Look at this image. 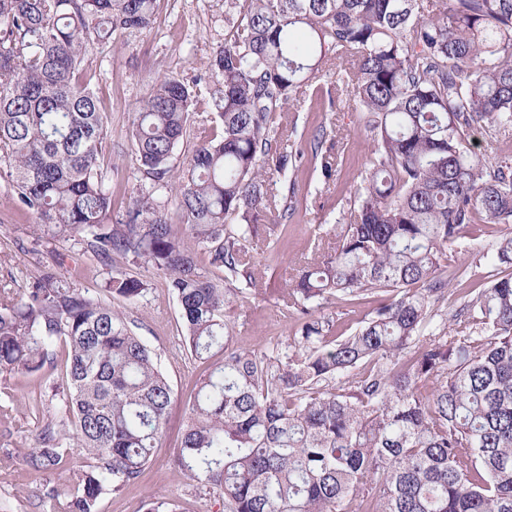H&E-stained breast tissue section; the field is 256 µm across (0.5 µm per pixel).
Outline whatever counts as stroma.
<instances>
[{"label": "stroma", "instance_id": "obj_1", "mask_svg": "<svg viewBox=\"0 0 512 512\" xmlns=\"http://www.w3.org/2000/svg\"><path fill=\"white\" fill-rule=\"evenodd\" d=\"M224 0H158L152 29L115 35L111 45L88 47L82 66L103 113L107 136L102 143L104 174L112 188L115 210L124 209L139 183L132 151L131 129L135 113L154 82L165 75L193 83L209 76L215 51L224 43ZM298 137L326 132L339 166L325 173L320 160H310L297 176L296 217L290 225L287 248L269 246L259 238L255 284L238 282L231 308L234 336L245 346L278 352L299 323L284 307L276 290L291 280L311 257L321 237L333 231L348 211L354 188L373 148L362 112L349 108L333 111L320 98L290 110ZM36 222L22 210L12 182L0 174V289L21 296L42 270L65 275L77 288L122 313L133 331L157 354L172 388L173 401L164 436L139 480L118 491H106L99 512H145L150 501L170 500L177 512H224L222 498L185 475L176 462L194 395L195 383L206 366L191 357L183 344V322L168 288L165 273L136 265L121 257L104 261L73 240L52 241L34 233ZM124 268L147 282L137 301L129 302L103 291L108 266ZM64 347H57L51 363L41 372L22 375L0 372V512H58L46 494L53 486L67 493L77 473L90 459L70 448L59 469L33 470L27 463L31 449L39 447L46 426L58 425L63 401L46 385L47 377H61Z\"/></svg>", "mask_w": 512, "mask_h": 512}]
</instances>
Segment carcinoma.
<instances>
[{
  "mask_svg": "<svg viewBox=\"0 0 512 512\" xmlns=\"http://www.w3.org/2000/svg\"><path fill=\"white\" fill-rule=\"evenodd\" d=\"M224 46L205 87L160 79L135 113L137 171L150 181L112 217L103 117L80 69L88 45L152 27L157 0H0V170L35 231L84 242L169 275L192 356L210 364L177 459L224 498V512H512V0H453L426 19L419 0H224ZM336 98L368 114L374 149L334 239L285 285L299 335L275 356L234 340L233 286L256 280L257 223L288 244L296 187L269 191L321 158L326 133L289 142L290 102ZM209 95L216 129L186 157L177 207L193 247L156 194L169 187L192 107ZM244 222L236 230L228 221ZM474 224L501 226L490 248L442 260ZM224 272L219 287L194 250ZM454 334L425 332L450 280ZM130 302L147 282L112 269L102 285ZM379 298L350 333L331 299ZM65 344L62 423L28 454L60 466L70 444L93 464L59 501L98 512L107 489L138 480L166 425L172 390L125 317L52 271L20 299L0 294V370L41 371Z\"/></svg>",
  "mask_w": 512,
  "mask_h": 512,
  "instance_id": "obj_1",
  "label": "carcinoma"
}]
</instances>
